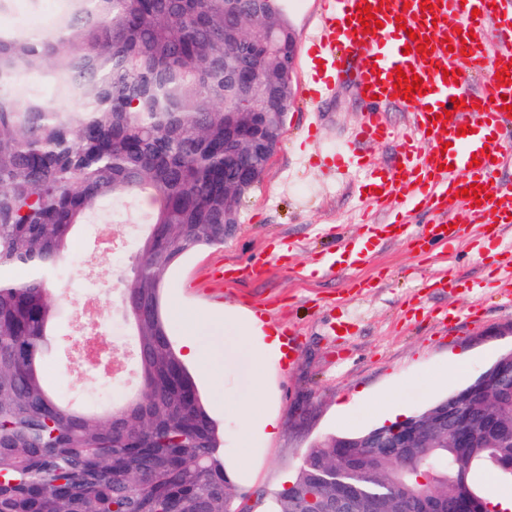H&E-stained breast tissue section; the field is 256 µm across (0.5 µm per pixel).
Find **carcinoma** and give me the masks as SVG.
I'll use <instances>...</instances> for the list:
<instances>
[{"instance_id": "obj_1", "label": "carcinoma", "mask_w": 512, "mask_h": 512, "mask_svg": "<svg viewBox=\"0 0 512 512\" xmlns=\"http://www.w3.org/2000/svg\"><path fill=\"white\" fill-rule=\"evenodd\" d=\"M283 0H62L48 27L0 31V512H240L224 426L173 347L162 310L170 269L224 244L242 170L224 113L288 102ZM261 32L249 37L244 27ZM48 76L50 93L34 94ZM138 197L151 228L120 281L140 393L105 411L47 383L45 359L76 228L107 200ZM512 352L472 384L408 416V448L380 428L332 435L304 455L275 512H409L411 461L452 512H489L471 477L512 479ZM456 480L448 481V473Z\"/></svg>"}]
</instances>
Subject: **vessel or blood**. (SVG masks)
Returning <instances> with one entry per match:
<instances>
[{
	"mask_svg": "<svg viewBox=\"0 0 512 512\" xmlns=\"http://www.w3.org/2000/svg\"><path fill=\"white\" fill-rule=\"evenodd\" d=\"M319 25L311 48L324 60V73H312L309 96L319 100L340 83L363 95L366 121L355 143L388 140L384 119L389 105H406L414 117L417 143L406 145L398 162L367 174L372 207L385 213L375 244H343L337 265L350 269L369 261L376 246L399 239L415 250L432 252L439 244L467 241L476 246L512 228V185L496 182L512 139V0H318ZM376 8L377 27L359 30V8ZM497 17L494 37L484 22ZM428 48H421L422 39ZM413 69L422 90L410 98L397 95L398 69ZM506 71L507 81L496 72ZM483 185L485 200L464 195L471 184ZM424 209L433 220L412 228L391 216L392 203ZM494 285L512 295V251L496 259Z\"/></svg>",
	"mask_w": 512,
	"mask_h": 512,
	"instance_id": "vessel-or-blood-1",
	"label": "vessel or blood"
}]
</instances>
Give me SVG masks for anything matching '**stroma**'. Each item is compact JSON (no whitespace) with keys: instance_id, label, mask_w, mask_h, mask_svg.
Returning a JSON list of instances; mask_svg holds the SVG:
<instances>
[{"instance_id":"stroma-1","label":"stroma","mask_w":512,"mask_h":512,"mask_svg":"<svg viewBox=\"0 0 512 512\" xmlns=\"http://www.w3.org/2000/svg\"><path fill=\"white\" fill-rule=\"evenodd\" d=\"M60 0H14L0 13V27L49 24ZM315 0H284L300 53L294 81L303 86L307 41L316 22ZM365 118L356 92L338 87L314 103L298 94L283 138L258 185L244 199L235 233L222 246L180 259L171 269L164 306L174 346H181L187 319L198 312L240 306L281 328L293 340L291 358L268 368L256 382L259 360L223 329L208 328L199 342L216 359L214 375L196 381L211 415L224 424V461L242 475L237 492L255 512H274L275 495L295 476L306 451L331 435L354 434L385 423L371 405L396 392L404 415L414 414L471 381L500 354L512 351V300L481 287L488 266L469 246L457 243L418 257L398 240L363 266L338 271L331 264L342 240H361L366 179L336 164L351 149ZM144 202L107 204L82 228L81 265L91 283L65 275L67 300L57 320L59 345L48 367L74 401L87 406L120 404L141 390L137 373L105 388L97 371L73 358L70 341L94 309L104 346L129 358L135 343L120 303L118 277L132 264L141 239ZM235 266L236 281L213 277L218 266ZM452 272L476 288H437ZM348 331L339 336L338 325ZM462 355V372L447 376L448 362ZM251 397L249 411L237 401ZM267 412L273 436L244 431L247 412Z\"/></svg>"}]
</instances>
